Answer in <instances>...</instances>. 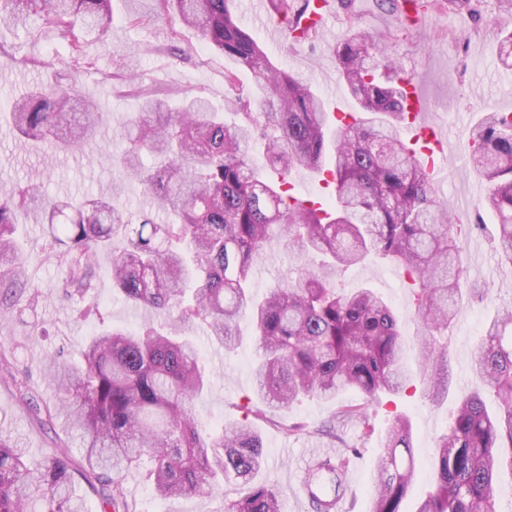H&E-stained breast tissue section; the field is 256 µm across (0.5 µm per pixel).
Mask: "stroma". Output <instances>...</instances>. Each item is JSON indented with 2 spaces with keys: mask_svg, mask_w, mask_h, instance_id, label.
<instances>
[{
  "mask_svg": "<svg viewBox=\"0 0 512 512\" xmlns=\"http://www.w3.org/2000/svg\"><path fill=\"white\" fill-rule=\"evenodd\" d=\"M233 8L242 26L265 45L272 62L307 78L330 111L341 99L348 111L356 109L338 74L336 43L351 27L386 38L390 56L411 74L427 99L430 120L459 144L458 151L439 163L440 194L451 215L472 227L462 243L464 280L487 284L493 299L463 301L441 338L448 353L447 396L433 400L423 390L410 389L384 397L370 412V434H363L355 423L346 431L347 441L358 447L345 475L352 512H369L370 487L389 419L395 413L409 417L419 469L406 499L408 512H413L430 480L437 439L447 430L460 394L476 391L487 404L495 402L472 368L480 338L469 334L466 326L474 316L480 324H488L496 308L512 306V265L498 259L496 217L482 206L488 186L470 168L468 155L476 124L489 113L512 112V67L501 58L504 39L512 33V10L499 0H472L471 9L463 11L431 8L411 14L406 37L396 39L392 36L396 22L378 0H351L349 8L335 7L321 30L296 43L287 34L273 35V14L257 12L253 0H233ZM228 72L237 75L235 85L225 83ZM133 82L199 93L220 106L251 92L255 77L184 30L177 17L160 15L155 0H113V20L95 41L58 40L36 28L25 32L0 22V109L33 86L62 83L75 85L80 94L92 98L102 114L96 137L69 151L21 139L7 119L0 118V200L10 199L30 181L40 184L37 201L18 214L13 234L27 268L28 286L16 294L9 315L0 317V348L7 351L12 372L9 382L0 381V432L30 449L36 459L58 446L68 447L71 455L79 453L78 441L67 432L63 418L40 424L30 406L31 400L49 401L54 396L42 374L43 363L77 361L84 340L101 329H132L154 315L153 310L114 297L107 253L99 258L92 295L80 302L69 299L64 293L66 268L50 254L49 226L43 219L48 202L97 198L120 180L111 158L125 147L123 125L140 107V97L129 91ZM299 263L297 254L281 240L271 239L254 271L253 297L262 298ZM338 282L347 288L374 289L390 303L404 336L408 365L416 367L419 326L411 291L397 266L372 255L342 273ZM239 329L243 340L231 351L212 344L204 328L192 330L211 367L210 387L194 400L192 411L209 430L231 425L242 418L245 405L258 403L253 377L256 350L248 321L240 320ZM360 401L353 391L336 403L305 397L277 412L276 424H260L265 453L262 477L278 489L281 512H310L302 479L312 463V449L323 444L309 431L286 436L281 424L301 422L310 430L326 421L337 403ZM124 483L136 512H224L225 502L243 491L230 483L197 496L164 500L140 469L126 473Z\"/></svg>",
  "mask_w": 512,
  "mask_h": 512,
  "instance_id": "obj_1",
  "label": "stroma"
}]
</instances>
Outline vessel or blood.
<instances>
[{"mask_svg":"<svg viewBox=\"0 0 512 512\" xmlns=\"http://www.w3.org/2000/svg\"><path fill=\"white\" fill-rule=\"evenodd\" d=\"M330 0H311L310 8L303 14L299 28L306 32L319 30L328 13ZM426 102L417 87H408L406 92L407 122L405 130L411 144L420 148L426 159V169L430 176H437L439 170L436 166L438 158L447 156L454 151L457 145L448 139L446 134L426 119Z\"/></svg>","mask_w":512,"mask_h":512,"instance_id":"obj_1","label":"vessel or blood"}]
</instances>
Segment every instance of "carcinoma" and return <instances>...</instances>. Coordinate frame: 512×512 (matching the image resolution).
Wrapping results in <instances>:
<instances>
[{"instance_id":"cac0c4a2","label":"carcinoma","mask_w":512,"mask_h":512,"mask_svg":"<svg viewBox=\"0 0 512 512\" xmlns=\"http://www.w3.org/2000/svg\"><path fill=\"white\" fill-rule=\"evenodd\" d=\"M112 0H0V20L25 28L39 20L62 40L79 31L98 38L112 21ZM231 0H157L162 15L180 22L224 56L252 71L258 93L240 107L243 120L224 123L209 100L196 96L172 106L154 93L124 127L118 155L165 214L130 213L112 198L50 204L51 248L67 268L66 295L83 299L94 288L99 255L112 249V290L132 305L166 318L131 330L106 329L86 342L82 361L46 366L54 399L47 419L63 413L82 439L80 458L65 452L26 458L0 434V512H83L74 475L99 487L101 512H136L123 472L139 467L161 497L187 496L235 482L246 488L224 512H280L274 486L256 480L264 465L258 423L302 397L335 400L355 390L362 402L340 405L314 433L345 444L356 421L369 433V410L411 383L398 319L370 288L345 289L339 273L374 253L391 260L416 285L422 378L433 396L448 393V358L437 336L461 304V231L436 192L417 150L402 139L405 76L387 45L348 30L334 53L340 76L365 116L333 125L323 99L302 77L273 64L245 31ZM288 39L309 0H270ZM13 130L52 140L68 150L100 124L94 105L68 86H40L9 108ZM471 167L488 184L484 206L495 212L497 252L512 265V112H494L475 129ZM263 142L266 164L257 163ZM332 152L331 167L323 158ZM154 157L146 167L142 154ZM280 174L275 182L266 168ZM297 169L330 171L332 198L317 206L284 197ZM30 185L0 201V282H22L13 234L16 212L35 200ZM278 237L302 263L295 275L253 299L250 283L264 245ZM319 255L321 263L310 259ZM249 320L259 361L254 368L262 406L229 427L199 426L191 401L208 380L198 344L186 330L199 322L226 349ZM474 369L495 393L487 406L478 393L462 396L448 430L436 443L433 479L416 512H499L495 477L512 471V307L493 319L474 357ZM343 459L321 458L305 486L312 512H331L321 489L346 495ZM417 478L410 419L395 415L371 487L370 512H405Z\"/></svg>"}]
</instances>
